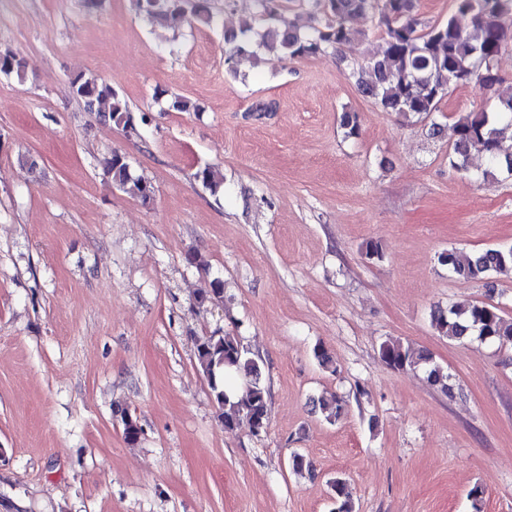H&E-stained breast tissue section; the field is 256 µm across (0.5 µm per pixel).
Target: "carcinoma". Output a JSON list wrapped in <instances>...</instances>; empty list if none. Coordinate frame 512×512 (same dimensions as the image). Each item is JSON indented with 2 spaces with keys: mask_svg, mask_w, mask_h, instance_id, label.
I'll use <instances>...</instances> for the list:
<instances>
[{
  "mask_svg": "<svg viewBox=\"0 0 512 512\" xmlns=\"http://www.w3.org/2000/svg\"><path fill=\"white\" fill-rule=\"evenodd\" d=\"M134 9L147 20L163 27L176 28L185 17L183 0H132ZM260 29L244 22L236 31L224 33L229 45L228 59H233L255 46L280 58H307L365 37L352 28V18L374 14L382 33L381 50L362 63L347 65V77L358 90L373 99L386 112L431 117L448 86L475 84L490 91L499 82L494 62L512 41V0H455L456 14L445 21L425 23L417 10L407 8L408 0H307L313 9L316 24L303 32L294 21L282 20L281 9L288 0H257ZM468 15L471 27L461 26L456 15ZM24 64L9 51H0V72L21 75ZM75 98L90 112L125 130L134 129L126 101L111 84L77 76L71 81ZM512 96L500 97L491 110L469 112L451 126L453 156L451 165L458 171H469L470 152L479 148L487 155L489 167L481 170L483 179L506 169L512 172ZM102 165L112 185L142 203H149L154 194L152 184L134 177L125 155L114 151L103 158ZM438 261L462 279L484 282L495 287L497 278L512 273V246L493 247L473 252L448 249ZM198 300H224V282L215 278ZM431 322L437 333L450 340H461L473 334L484 341L501 346L512 344V320L489 303L468 306L453 305L432 313ZM384 362L397 369H422L430 385L444 393L452 390L449 376L436 365L427 351L400 341L382 344ZM196 360L219 410L224 427L231 429L247 421L253 431H264L269 422L268 390L261 381L260 359L250 356L238 337L229 333L211 335L196 342ZM232 366L251 377L248 391L238 401L224 390V369ZM334 512H353L345 481L331 484Z\"/></svg>",
  "mask_w": 512,
  "mask_h": 512,
  "instance_id": "cac0c4a2",
  "label": "carcinoma"
}]
</instances>
